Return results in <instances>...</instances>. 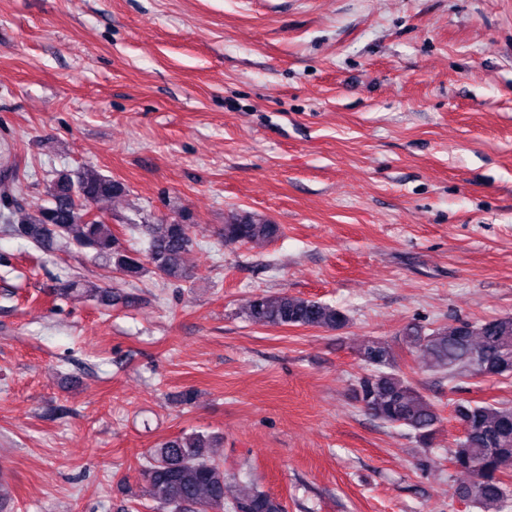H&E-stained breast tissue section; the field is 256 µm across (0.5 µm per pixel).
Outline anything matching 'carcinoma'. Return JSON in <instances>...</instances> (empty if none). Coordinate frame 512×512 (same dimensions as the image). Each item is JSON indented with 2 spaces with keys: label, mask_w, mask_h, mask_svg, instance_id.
<instances>
[{
  "label": "carcinoma",
  "mask_w": 512,
  "mask_h": 512,
  "mask_svg": "<svg viewBox=\"0 0 512 512\" xmlns=\"http://www.w3.org/2000/svg\"><path fill=\"white\" fill-rule=\"evenodd\" d=\"M50 205L35 216L16 206L8 224L17 238L48 246L65 238L115 270L131 278L149 272L172 282L192 278L185 255L195 246L193 225L173 219L145 225L146 248L123 246L105 220L87 212L126 195L125 187L87 166L75 174L59 173L46 187ZM282 228L251 212H235L225 219L219 237L226 243L258 244L277 239ZM57 294L110 306L121 299L92 282L65 281ZM253 324L270 327L303 326L336 331L349 323L342 309L286 292L257 294L243 310ZM403 341L433 371L454 381L469 374L487 378L512 376V316L479 322L456 319L429 332L406 328ZM363 373L357 378L355 399L376 420L408 431L429 448L441 421L436 405L423 396L396 368L390 344L369 339L357 350ZM453 417L462 429L449 462L468 478L459 488L472 506L490 512H512V490L504 478L512 476V404L459 400ZM214 437L184 434L162 441L150 450L140 475L157 512H284L272 495L249 479H236L224 463L210 455ZM237 480L236 493L225 497V485Z\"/></svg>",
  "instance_id": "carcinoma-1"
}]
</instances>
